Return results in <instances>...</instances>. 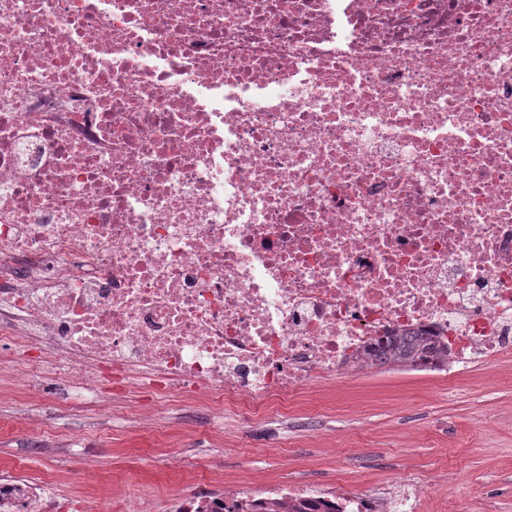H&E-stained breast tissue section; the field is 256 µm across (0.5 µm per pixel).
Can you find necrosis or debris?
I'll list each match as a JSON object with an SVG mask.
<instances>
[{"mask_svg": "<svg viewBox=\"0 0 512 512\" xmlns=\"http://www.w3.org/2000/svg\"><path fill=\"white\" fill-rule=\"evenodd\" d=\"M0 326L82 408L112 373L287 416L381 336L512 355V0H0ZM142 510L0 473V512H428L215 478Z\"/></svg>", "mask_w": 512, "mask_h": 512, "instance_id": "obj_1", "label": "necrosis or debris"}]
</instances>
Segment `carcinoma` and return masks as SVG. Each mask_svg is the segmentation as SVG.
I'll list each match as a JSON object with an SVG mask.
<instances>
[{"instance_id":"cac0c4a2","label":"carcinoma","mask_w":512,"mask_h":512,"mask_svg":"<svg viewBox=\"0 0 512 512\" xmlns=\"http://www.w3.org/2000/svg\"><path fill=\"white\" fill-rule=\"evenodd\" d=\"M365 355L374 365L402 370L436 369L448 360V347L427 333L396 334L377 340Z\"/></svg>"}]
</instances>
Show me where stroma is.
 I'll return each instance as SVG.
<instances>
[{"mask_svg": "<svg viewBox=\"0 0 512 512\" xmlns=\"http://www.w3.org/2000/svg\"><path fill=\"white\" fill-rule=\"evenodd\" d=\"M14 345L0 334V466L21 458L27 477H39L45 460L32 443L63 440L55 464L62 494L148 501L177 484L192 494L188 469L195 477L220 472L248 489L303 478L374 491L440 472L435 493L457 512H512V356L465 366L450 395L430 370L349 371L321 383V406L297 401L284 422L228 410L216 428L203 404L173 398L159 434L138 419L113 418L124 391L108 373L98 406L75 410L71 388L48 380L39 397H27L8 360Z\"/></svg>", "mask_w": 512, "mask_h": 512, "instance_id": "stroma-1", "label": "stroma"}]
</instances>
